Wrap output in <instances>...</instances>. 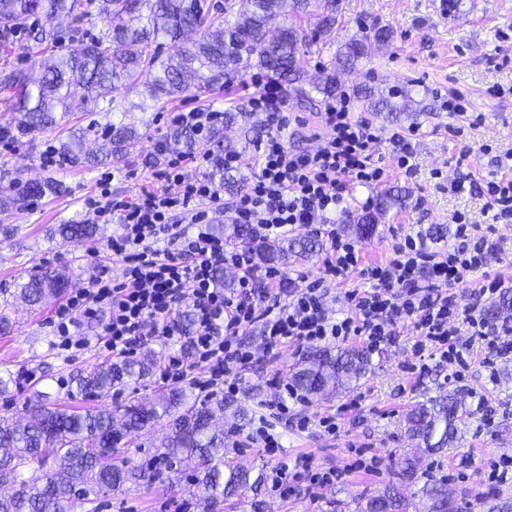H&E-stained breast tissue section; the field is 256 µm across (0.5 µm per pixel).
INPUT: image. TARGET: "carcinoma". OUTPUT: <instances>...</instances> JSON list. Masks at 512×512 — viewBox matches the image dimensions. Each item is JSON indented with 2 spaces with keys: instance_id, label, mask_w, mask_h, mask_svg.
Listing matches in <instances>:
<instances>
[{
  "instance_id": "obj_1",
  "label": "carcinoma",
  "mask_w": 512,
  "mask_h": 512,
  "mask_svg": "<svg viewBox=\"0 0 512 512\" xmlns=\"http://www.w3.org/2000/svg\"><path fill=\"white\" fill-rule=\"evenodd\" d=\"M311 0H0V20L28 35L36 49L34 64L41 71L37 81L28 72L8 62L0 64V105L10 120L0 127L17 140L51 129L69 114L79 99L102 112H123L114 92L125 89L145 94L155 102H168L191 89L206 91L217 84H230L247 69H258L269 77L294 85L296 95L309 96L303 87V56L336 43V0H323L317 27L307 32L281 25L283 16L306 13ZM42 18L33 30L29 19ZM102 24L99 33L64 54L45 52L59 39L57 20ZM187 30H201L202 39L183 43ZM390 38L384 28L373 38L350 40L339 45L331 68L312 86L329 96L342 89L338 71L354 67L373 49ZM104 137L110 144L105 157L124 161L135 149L141 134L131 124L109 122ZM85 131L72 132L56 151L62 159L89 162L84 149ZM164 145L194 149L198 139L190 130L177 128L164 135ZM62 191L61 182L9 180L0 186V211L20 208L26 202ZM96 224H61L63 239H92ZM224 237L240 240L258 251L263 263L286 268L318 252L320 242L309 234L256 242L243 224L224 225ZM67 282L51 270L30 276L17 285L13 298L31 306L61 296ZM490 321H512V294L505 292L498 303L484 309ZM157 361L122 358L97 365L76 379V394L103 399L115 389L149 379ZM370 367V354L361 350L319 349L306 353L289 376L291 386L314 397L345 391ZM25 422L0 419V481L10 491L0 495V512H68L75 507L99 512L95 505L103 491L126 485L148 488L181 471L184 461L194 462L184 473L183 496L178 512L204 505L207 512H238L241 496L256 488L262 474L229 460L224 454V430L214 425L224 414V396L196 394L194 387H171L144 402H130L114 409L108 406L68 411L52 393L32 388L26 401ZM473 414L465 395L450 391L415 405L405 417L409 437L420 441L425 452H437L456 440L457 423ZM161 427L155 450L131 449L133 438L144 430ZM50 469L41 483L23 477L29 463ZM399 476L413 481L416 461L397 458ZM413 498L394 485L355 502V512H467L468 502L448 482L429 479ZM485 512H512V499L495 491L483 494Z\"/></svg>"
}]
</instances>
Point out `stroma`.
Listing matches in <instances>:
<instances>
[{"mask_svg":"<svg viewBox=\"0 0 512 512\" xmlns=\"http://www.w3.org/2000/svg\"><path fill=\"white\" fill-rule=\"evenodd\" d=\"M337 19L336 40L340 43L373 36L380 27L392 32L390 41L370 60L340 74L342 86L351 96L355 117L373 123L383 132L373 158L385 170L381 185L350 186L348 213L342 221L349 224L364 215L365 201L376 202L389 195L396 198L379 215L373 235L358 242L363 262L384 260L394 239L406 234L424 237L433 249L449 246L452 235L432 239L426 232L434 225L448 226L454 212L465 211L474 222V234H491L498 248L485 268L468 274L456 285L458 304L469 308L488 275L512 289V224L492 225L490 214L484 211V198L470 190L448 193L439 189L431 176L438 169L447 181L465 176L481 179L497 168L496 160L482 153V145L512 147V0H461L458 11L453 13L444 10L442 0H339ZM365 87L399 106L408 104V111H367L358 96ZM255 93V87L244 75L229 90H191L162 108L140 95H126L125 120L142 135L137 155L128 163L43 167V153L58 146L75 126L88 129V148L100 149L105 115L80 103L73 106L59 126L17 142L15 147L0 148V170H9L24 181L51 176L66 187L63 194L35 200L25 209L0 212V226L15 228L13 234L0 233V313L8 316L11 326L9 334L0 335V374L11 371L21 377L12 400L0 399V416H22L31 383L40 381L52 389L65 390L73 387L81 373L110 360L109 355L94 347L73 352L56 347L48 324L54 303L38 310L8 303L19 278L47 268L63 273L71 288L82 287L96 269L92 251L104 250L117 229L116 224H104L94 242H66L57 234V226L92 220L87 202L99 195L102 186H109L116 197L131 196L151 186L160 170L152 162L158 154L156 146L172 127L177 112L194 108L232 111L235 120L224 127L223 137L235 143L241 157L237 176L249 180L256 171L253 131L268 127L264 115L250 110L249 99ZM451 94L461 96L464 111L442 109V101ZM284 99L289 147L314 148L325 133L323 103L308 109L292 94H285ZM475 115L480 116V123H472ZM396 132L411 138L416 164L412 175L398 169L392 157L389 139ZM302 273L322 279L329 308L339 312L345 308L342 289L363 285L355 273L341 285L323 280L321 262L316 259L285 269L284 287H296ZM417 339L413 325L400 326L395 344L372 354L369 372L346 393L331 398H305L284 415L270 408L276 392L267 380L276 370H291L308 352V345L285 344L276 361H259L239 369L240 390L232 398L231 408L224 412V424L232 429L225 449L227 456L266 475L278 461L300 455L311 457L322 468L347 470L340 483L322 489L316 499L300 481L294 483L291 495L285 499L262 488L259 498L263 512H354L358 498L396 481L397 456L413 453L416 443L405 433L406 414L416 404L454 389L468 394L473 413L460 424L453 447L420 456L419 473L421 478L435 479L454 473L453 488L472 496L471 512H483L475 500L483 489L482 470L493 458L512 457V360L499 363L492 374L479 352L466 349L461 367L433 360L428 374L420 380L407 371L408 366L419 361L414 351ZM355 398L360 401L359 407H350V400ZM329 413L335 415L340 426L334 436L318 425L319 418ZM303 417L308 418V426L300 425ZM260 429L281 440L277 456L236 447L238 435ZM373 457L378 460L376 467L364 468V461ZM177 488V483L165 482L148 489L108 493L100 498V512H176L173 492Z\"/></svg>","mask_w":512,"mask_h":512,"instance_id":"1","label":"stroma"}]
</instances>
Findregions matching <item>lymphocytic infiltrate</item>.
Segmentation results:
<instances>
[{
  "mask_svg": "<svg viewBox=\"0 0 512 512\" xmlns=\"http://www.w3.org/2000/svg\"><path fill=\"white\" fill-rule=\"evenodd\" d=\"M258 92L252 111L276 120L277 126L258 146L256 174L229 201H222L212 179L214 169L234 170L239 154L200 149L188 161L168 162L156 175L152 189L133 197L112 199L108 190L89 205L96 217L119 224L120 231L107 244L110 257L121 264L119 277L98 269L83 288L55 310L51 325L62 349L96 344L116 357H131L145 344L147 335L167 339L180 335L177 315L184 302L193 304L192 354L172 357L160 379L169 381L202 366V388L233 394L239 388L236 368L252 363L256 354L239 338L259 329L264 355L271 358L278 346L296 341L346 343L356 341L372 353L394 343L397 328L409 322L416 328L417 352H430L441 362H460L456 323L465 320L472 337L481 340L488 368L512 357V337L500 335L477 313L461 310L451 288L467 274L485 267L495 244L489 236L475 235L468 213L454 212L455 242L445 252L429 251L413 236L393 243L382 262L365 264L351 240L335 227L345 211L349 184L375 186L385 171L371 162V150L383 138L380 128L354 119L348 94L327 101L325 136L312 150L289 148L279 116L285 110L281 89L273 80L252 75ZM476 192L485 198L496 224L512 223V176L490 173ZM220 202L228 220L245 224L258 239L286 234L297 227L310 228L325 241L324 276L343 282L358 273L366 285L345 291L347 312L329 308L319 281L300 276L299 286L282 294L279 269L258 265L252 250L233 246L212 232L203 201ZM182 226H175V218ZM233 269L236 285L216 288L214 274ZM102 316L97 340L81 335L79 321ZM336 470L315 469L309 457L280 463L272 488L287 495L290 480L303 479L309 490H320L340 479Z\"/></svg>",
  "mask_w": 512,
  "mask_h": 512,
  "instance_id": "f902f5d3",
  "label": "lymphocytic infiltrate"
}]
</instances>
